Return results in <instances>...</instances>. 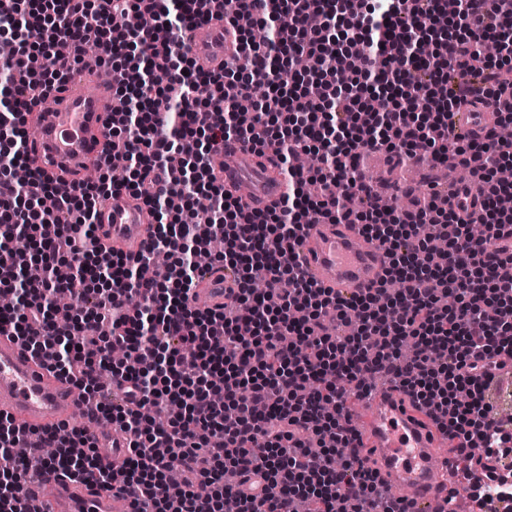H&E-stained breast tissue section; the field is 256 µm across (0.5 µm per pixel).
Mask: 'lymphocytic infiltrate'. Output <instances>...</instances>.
<instances>
[{
  "mask_svg": "<svg viewBox=\"0 0 512 512\" xmlns=\"http://www.w3.org/2000/svg\"><path fill=\"white\" fill-rule=\"evenodd\" d=\"M151 14L156 24L114 34L113 21ZM251 15L278 24L266 45L240 38L221 71L197 66L188 41L196 22ZM0 30L15 54L4 71L10 114H0V163H26L21 110L33 90L50 94L65 73L34 70L66 43L80 62L94 43L112 62L117 101L110 153L125 157V184L104 177L64 195L37 172L25 191L0 177V288L28 280L21 307L0 313L28 337L34 355L90 396L102 378L121 381L126 405L98 404L129 439L130 458L114 469L100 459L85 430L75 429L56 454L36 446L19 458L23 434L0 417V512H28L24 487L42 470L69 480L115 485L129 512H260L275 501L296 512L308 499L314 512H414L393 496L368 465L363 442L347 417L350 398L376 380L392 383L416 409L434 417L457 443L466 464L457 478L471 493L475 467L491 472L498 449L511 448L491 418L484 388L512 358V210L499 208L512 184L498 177L512 165V145L494 128L512 123V0H472L448 12L442 0H0ZM503 39L497 62L481 56L488 38ZM309 58L294 71L296 55ZM266 92L249 113L227 103ZM505 97L491 124L468 137L449 134L448 120L483 97ZM239 141L274 164H288L297 192L272 208L248 211L224 191L212 156ZM403 158L419 153L469 169L475 179L456 199L427 195L407 211L388 210L378 196L360 209V161L371 151ZM322 156L314 173L292 167L297 153ZM150 211L167 206L172 219L156 224L149 249L168 255L153 275L141 257L104 252L98 207L117 186ZM354 224L388 256L383 280L345 301L306 278L297 250L307 225ZM485 225L484 238L468 226ZM223 237L214 257L229 278L224 304L195 306L204 274L196 256ZM66 261L55 280L44 258ZM262 279L265 294L250 283ZM90 299L87 327L60 331L50 307L55 293ZM129 352L112 360L114 346ZM182 415L149 427L144 408ZM182 481L170 488L167 474Z\"/></svg>",
  "mask_w": 512,
  "mask_h": 512,
  "instance_id": "1",
  "label": "lymphocytic infiltrate"
}]
</instances>
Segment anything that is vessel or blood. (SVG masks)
<instances>
[{"label": "vessel or blood", "mask_w": 512, "mask_h": 512, "mask_svg": "<svg viewBox=\"0 0 512 512\" xmlns=\"http://www.w3.org/2000/svg\"><path fill=\"white\" fill-rule=\"evenodd\" d=\"M230 28L212 19L192 30L194 57L204 66L217 69L229 59L224 38ZM99 62L83 58L55 90L51 103L31 94L27 119L36 134L28 144V163L45 177L70 183L80 182L83 173L108 153L112 125L111 93L90 91L87 76ZM489 108L478 112L453 113L450 130L466 136L483 126ZM224 188L248 210L265 209L282 194L278 179L256 168V156L247 146L230 142L221 149ZM252 178L242 181V171ZM101 211L110 224L99 232L104 249L126 250L128 243L149 241L153 218L148 208L118 191L106 199ZM301 260L308 279L351 299L376 287L387 259L377 244L360 239L348 224H312L304 230ZM88 394L75 384L51 376L39 359L14 335L10 325L0 326V416L29 431L55 429L71 422L75 414L92 420ZM348 417L366 442L375 468L388 486L400 490L416 512H461L458 502H445L436 480L441 462L436 440L441 432L414 412L403 395L375 392L367 410L351 408ZM102 460L122 466L128 455L127 442L119 427L109 437L94 436ZM37 490L25 498L31 512H127L125 501L115 490L76 484L57 474L44 472L36 479Z\"/></svg>", "instance_id": "1"}]
</instances>
